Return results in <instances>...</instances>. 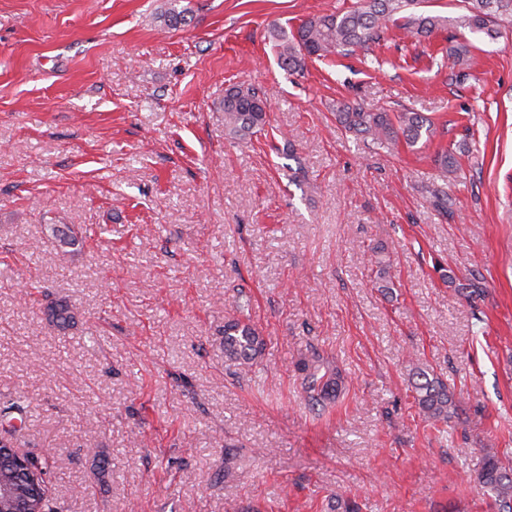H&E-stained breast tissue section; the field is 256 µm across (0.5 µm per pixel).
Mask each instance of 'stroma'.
<instances>
[{
	"mask_svg": "<svg viewBox=\"0 0 512 512\" xmlns=\"http://www.w3.org/2000/svg\"><path fill=\"white\" fill-rule=\"evenodd\" d=\"M354 2L0 0V407L22 399L13 445L48 453L60 512H498L476 477L485 449L512 460V31L469 35L464 68L448 31L394 26L280 67L274 30ZM235 84L268 98L247 141L218 109ZM342 100L434 132L379 147ZM243 305L251 365L224 353ZM315 351L345 379L324 406L296 368ZM417 367L461 396L449 422ZM413 388L421 411L430 419L448 422L459 407L448 386L425 369L413 373Z\"/></svg>",
	"mask_w": 512,
	"mask_h": 512,
	"instance_id": "stroma-1",
	"label": "stroma"
}]
</instances>
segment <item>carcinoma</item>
I'll return each instance as SVG.
<instances>
[{"label":"carcinoma","instance_id":"cac0c4a2","mask_svg":"<svg viewBox=\"0 0 512 512\" xmlns=\"http://www.w3.org/2000/svg\"><path fill=\"white\" fill-rule=\"evenodd\" d=\"M424 4L425 0H357L347 10L312 17L295 32L276 35L280 63L286 69L299 71L308 57L350 54L379 41L391 24L417 37H429L450 26L491 39L512 27V0H461V12L455 17L429 13ZM469 53L468 42L457 41L450 45L448 56L454 65L463 66ZM267 109V99L257 89L242 84L228 88L221 105L225 131L238 140L253 137L266 125ZM337 117L347 131L387 147L402 138L413 144L431 133L429 120L417 112H367L358 104L342 103L337 107ZM373 257L376 284L390 287V259L382 249L373 251ZM49 317L61 330L74 323V313L66 304L50 306ZM260 345L259 332L249 322L236 318L224 323V353L228 357L250 363L257 357ZM300 370L311 403L320 405L339 398L341 371L329 366L320 353L302 359ZM413 388L418 405L428 418L446 422L456 413L454 393L427 370L419 368L413 373ZM484 452L478 483L512 512V469L499 458L497 449L486 448Z\"/></svg>","mask_w":512,"mask_h":512}]
</instances>
